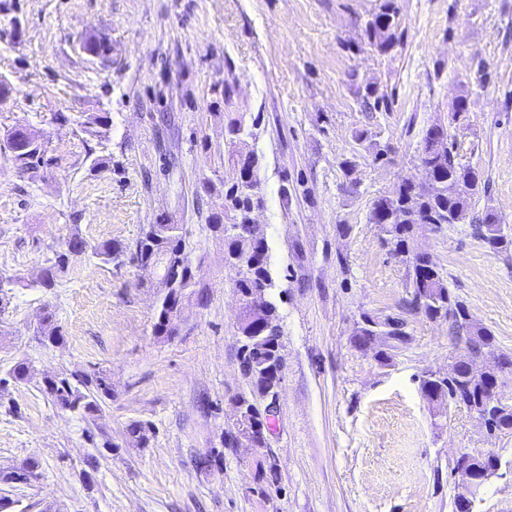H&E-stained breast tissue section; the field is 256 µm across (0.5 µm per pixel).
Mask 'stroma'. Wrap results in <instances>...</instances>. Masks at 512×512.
Wrapping results in <instances>:
<instances>
[{"label":"stroma","mask_w":512,"mask_h":512,"mask_svg":"<svg viewBox=\"0 0 512 512\" xmlns=\"http://www.w3.org/2000/svg\"><path fill=\"white\" fill-rule=\"evenodd\" d=\"M381 3L0 0V276L16 281L0 312V468L38 464L28 484L0 485L8 512H454L457 458L488 448L502 466L474 512H512V434L426 399L424 375L460 350L447 321L410 309L408 268L370 221L400 180L425 182L422 137L440 124L486 184L473 215L493 208L512 233V0H396L387 53L364 35ZM91 33L107 57L83 50ZM91 113L109 118L108 141L83 128ZM238 118L251 136H229ZM16 128L45 145L24 174L5 147ZM249 151L284 364L270 443L255 450L222 443L250 387L235 272L206 224ZM160 219L183 226L205 292L173 336L153 335L158 290L128 255L82 256L36 288L72 236L131 249ZM411 246L512 353V249H489L467 222L417 226ZM48 310L61 343L35 333ZM366 317L401 322L388 360L355 346ZM20 362L28 377L8 378ZM93 372L112 385L98 421L43 391ZM134 422L151 425L146 446L129 441ZM204 456L217 465L197 468Z\"/></svg>","instance_id":"stroma-1"}]
</instances>
